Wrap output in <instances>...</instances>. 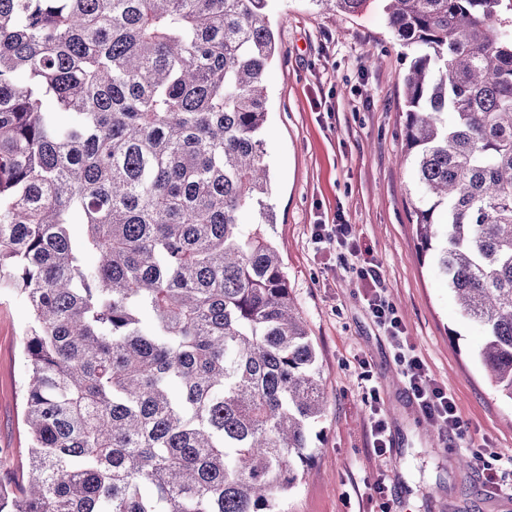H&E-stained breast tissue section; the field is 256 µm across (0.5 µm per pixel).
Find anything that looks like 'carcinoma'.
Listing matches in <instances>:
<instances>
[{"label":"carcinoma","mask_w":512,"mask_h":512,"mask_svg":"<svg viewBox=\"0 0 512 512\" xmlns=\"http://www.w3.org/2000/svg\"><path fill=\"white\" fill-rule=\"evenodd\" d=\"M267 7L0 0V288L30 311L0 512H276L307 470L325 401L267 233ZM386 10L419 252L512 400V0Z\"/></svg>","instance_id":"obj_1"}]
</instances>
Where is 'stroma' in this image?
Listing matches in <instances>:
<instances>
[{"label": "stroma", "mask_w": 512, "mask_h": 512, "mask_svg": "<svg viewBox=\"0 0 512 512\" xmlns=\"http://www.w3.org/2000/svg\"><path fill=\"white\" fill-rule=\"evenodd\" d=\"M281 54L266 75L264 126L275 224L288 284L317 354L327 407L304 479L285 512H512L486 492L469 449L487 461L512 457V400L486 377L481 329L464 319L446 282L417 256L418 185L403 162L404 85L410 59L388 26L385 0H362L335 18L312 0H271ZM351 225L358 251L315 249L316 222ZM374 259L384 295L427 374L452 393L465 422L454 443L420 412L395 347L367 305L356 269ZM30 322L23 298L0 289V473L26 454L21 340ZM391 446L371 450L372 407ZM386 479L387 499L372 486Z\"/></svg>", "instance_id": "stroma-1"}]
</instances>
